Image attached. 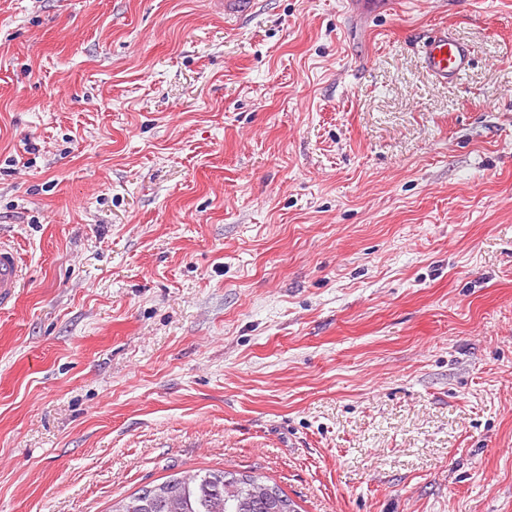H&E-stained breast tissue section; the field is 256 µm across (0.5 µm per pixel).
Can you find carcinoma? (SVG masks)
I'll use <instances>...</instances> for the list:
<instances>
[{"mask_svg":"<svg viewBox=\"0 0 512 512\" xmlns=\"http://www.w3.org/2000/svg\"><path fill=\"white\" fill-rule=\"evenodd\" d=\"M111 512H298L276 485L248 471L187 470L112 503Z\"/></svg>","mask_w":512,"mask_h":512,"instance_id":"cac0c4a2","label":"carcinoma"}]
</instances>
